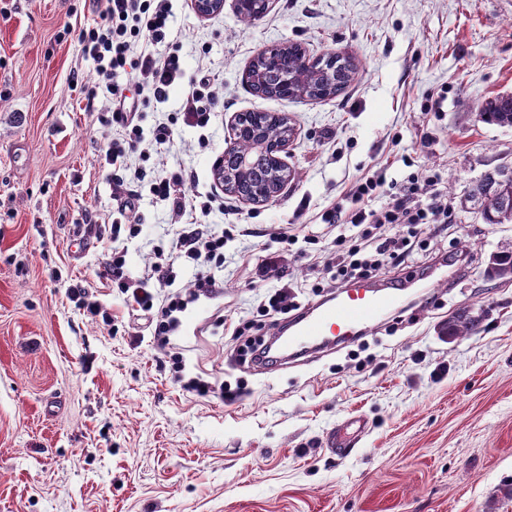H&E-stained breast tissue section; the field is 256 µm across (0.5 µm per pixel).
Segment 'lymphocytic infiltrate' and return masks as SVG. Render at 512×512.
Listing matches in <instances>:
<instances>
[{"label": "lymphocytic infiltrate", "instance_id": "1", "mask_svg": "<svg viewBox=\"0 0 512 512\" xmlns=\"http://www.w3.org/2000/svg\"><path fill=\"white\" fill-rule=\"evenodd\" d=\"M102 22L80 29L78 44L85 58L91 59L98 75L96 83L83 86L87 108H94L100 91H107L110 104L99 110L97 120L110 131L111 139L101 155L113 171L115 188L125 184L124 172H132L136 180L148 181L155 200L169 204L171 219L177 229L171 251H158L142 276L126 272L125 251L108 253L104 268L115 283L125 303L133 311L143 313L147 329L159 349H166L181 325L180 315L200 297L221 294L224 283L212 275V268L224 265V234L214 225L198 223V216H209V206H197L195 196L186 194L184 186L193 181L188 171L164 176H147L134 168L132 159L143 143L166 145L172 133L167 122H157L152 131H144L138 101L129 99L122 79L134 81L137 87H148L156 101L168 99L183 78L180 57L170 54L159 58L143 49L142 40L164 41L170 32L172 0H105ZM96 108V107H95ZM439 169L425 174L409 173L402 178H387L385 172L362 175L346 191L342 202L334 204L321 216L323 223L349 226L350 235H338L327 249L324 269L328 283H315L314 295L326 288L346 285L355 279L368 280L383 271L404 270L417 247L421 230L430 238L447 232L454 219V203L441 184ZM387 224H407L409 234H386ZM182 266L195 268L196 274L185 287H175L176 270ZM263 278L279 281L268 298L263 313L285 315L299 305L282 282L289 272L283 255L267 258L260 267Z\"/></svg>", "mask_w": 512, "mask_h": 512}]
</instances>
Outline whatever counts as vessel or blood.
I'll use <instances>...</instances> for the list:
<instances>
[{
    "label": "vessel or blood",
    "instance_id": "vessel-or-blood-1",
    "mask_svg": "<svg viewBox=\"0 0 512 512\" xmlns=\"http://www.w3.org/2000/svg\"><path fill=\"white\" fill-rule=\"evenodd\" d=\"M398 302L396 292L379 293L360 284L346 289L343 296L331 298L320 306L305 309L288 326L287 336L280 339L274 361L290 364L308 352L335 346L336 339L356 340L364 326L379 318Z\"/></svg>",
    "mask_w": 512,
    "mask_h": 512
}]
</instances>
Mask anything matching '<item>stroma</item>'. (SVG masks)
I'll use <instances>...</instances> for the list:
<instances>
[{
    "label": "stroma",
    "instance_id": "stroma-1",
    "mask_svg": "<svg viewBox=\"0 0 512 512\" xmlns=\"http://www.w3.org/2000/svg\"><path fill=\"white\" fill-rule=\"evenodd\" d=\"M104 0H0V512H512V279H492L493 253L512 251V224H487L459 201L496 165L512 166V127L485 123L481 105L512 94V6L507 0H272L251 26L232 0L199 17L174 0L186 77L206 73L222 97L207 127L187 125L183 90L157 102L139 95L144 129L173 117L172 141L147 148V175L192 171L200 195L223 213L224 292L183 315L172 344L185 375L240 382L244 396L188 393L144 322L101 275L99 225L118 216L107 138L85 111L94 81L75 31L101 21ZM301 43L311 56L351 55L357 77L339 95L284 100L253 95L242 80L265 46ZM446 90L441 111H424ZM286 114V194L251 208L216 185L234 113ZM400 144H393V137ZM433 138L424 146V138ZM406 154L412 167L397 162ZM393 160L390 177L440 168L456 201L448 236L431 242L424 280L369 324L361 338L293 368L241 364L231 334L254 319L274 284L258 266L277 246L261 232L286 228L298 301L322 267L315 259L337 228L320 216L362 173ZM141 232L126 241V270L140 276L156 248L170 249V220L148 183ZM317 243H309V236ZM469 260L444 276L449 252ZM89 285L107 320L69 299ZM482 315L478 333L448 336L462 307ZM369 431L350 455L326 445L341 421Z\"/></svg>",
    "mask_w": 512,
    "mask_h": 512
}]
</instances>
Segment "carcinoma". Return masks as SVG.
<instances>
[{
  "label": "carcinoma",
  "instance_id": "obj_1",
  "mask_svg": "<svg viewBox=\"0 0 512 512\" xmlns=\"http://www.w3.org/2000/svg\"><path fill=\"white\" fill-rule=\"evenodd\" d=\"M288 55L292 69L268 70L264 80L259 84L250 86L256 95L269 96L272 89L282 83L287 75L297 73V68L306 66V52L299 45H291ZM314 68L318 71L331 72L332 79L328 82H307L300 87L298 98H326L337 95L346 88L355 76V68L350 60L338 55H325L320 58ZM483 120L502 127H512V94L497 95L486 100L481 107ZM267 123L264 133L270 140H281L285 131L283 124L277 121L272 114H265ZM244 158L249 164V177L239 184L238 191L244 195L252 193L253 187L267 181L270 175L272 159L270 156L258 153L248 139L237 142L235 152L224 157V164L232 168L238 159ZM464 202L480 215L486 224H511L512 223V168L507 165L494 166L485 171L482 177L469 188ZM512 266V252H498L491 256L488 273L494 278H511L502 272V268ZM482 316H471L465 312H457L448 320V333L451 336H465L476 333Z\"/></svg>",
  "mask_w": 512,
  "mask_h": 512
}]
</instances>
